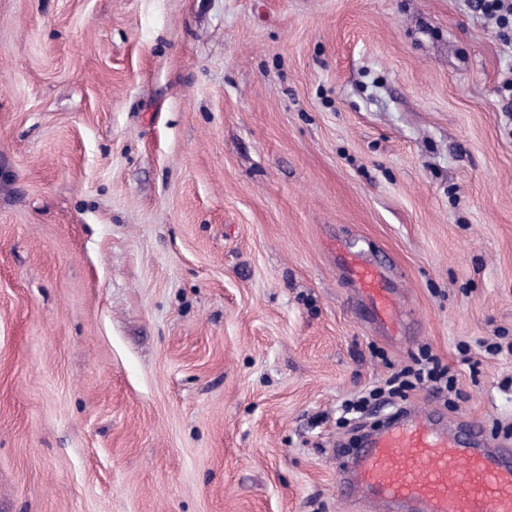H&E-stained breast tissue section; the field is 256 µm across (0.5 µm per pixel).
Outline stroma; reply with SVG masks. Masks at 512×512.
I'll use <instances>...</instances> for the list:
<instances>
[{
  "label": "stroma",
  "mask_w": 512,
  "mask_h": 512,
  "mask_svg": "<svg viewBox=\"0 0 512 512\" xmlns=\"http://www.w3.org/2000/svg\"><path fill=\"white\" fill-rule=\"evenodd\" d=\"M509 81L469 0H0V512H363L424 350L512 439ZM339 265L353 286L357 306L366 321L385 334L400 320L395 292L388 286L386 270L363 254L343 249L338 253Z\"/></svg>",
  "instance_id": "1"
}]
</instances>
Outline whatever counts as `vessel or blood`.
<instances>
[{
    "label": "vessel or blood",
    "mask_w": 512,
    "mask_h": 512,
    "mask_svg": "<svg viewBox=\"0 0 512 512\" xmlns=\"http://www.w3.org/2000/svg\"><path fill=\"white\" fill-rule=\"evenodd\" d=\"M338 257L366 321L394 328L400 310L385 268L360 253ZM338 487L369 512H512V443L484 439L461 418L400 408L354 449Z\"/></svg>",
    "instance_id": "b4317fda"
}]
</instances>
